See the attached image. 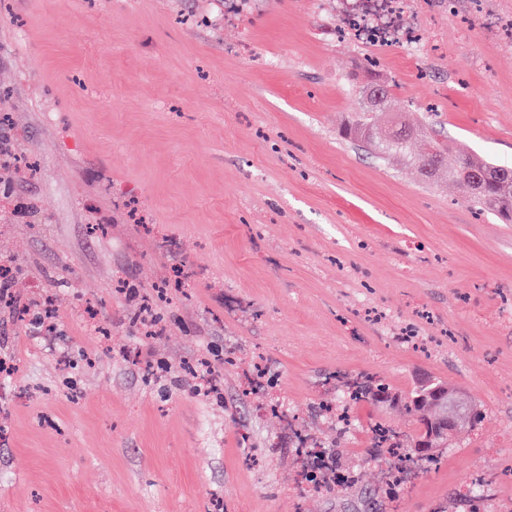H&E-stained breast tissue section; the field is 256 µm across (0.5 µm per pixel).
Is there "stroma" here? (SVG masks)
<instances>
[{"label":"stroma","mask_w":512,"mask_h":512,"mask_svg":"<svg viewBox=\"0 0 512 512\" xmlns=\"http://www.w3.org/2000/svg\"><path fill=\"white\" fill-rule=\"evenodd\" d=\"M346 8L0 0V264L56 301L0 307V512H512V223L340 136L373 53L385 125L512 166V0H410V56ZM371 374L480 417L396 478Z\"/></svg>","instance_id":"1"}]
</instances>
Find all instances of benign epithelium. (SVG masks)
Listing matches in <instances>:
<instances>
[{"label":"benign epithelium","instance_id":"obj_1","mask_svg":"<svg viewBox=\"0 0 512 512\" xmlns=\"http://www.w3.org/2000/svg\"><path fill=\"white\" fill-rule=\"evenodd\" d=\"M386 92V85L375 81L363 92L364 105L367 110H373L379 105ZM512 174V168L507 165H497L493 168H467L465 169L466 185L472 191L491 176ZM414 405H435L440 413L428 421L425 435L416 443L418 448H432L439 444L441 439L453 438L462 426L476 420L478 413L472 408L464 407L448 390V387L437 384L431 380L419 385Z\"/></svg>","mask_w":512,"mask_h":512}]
</instances>
